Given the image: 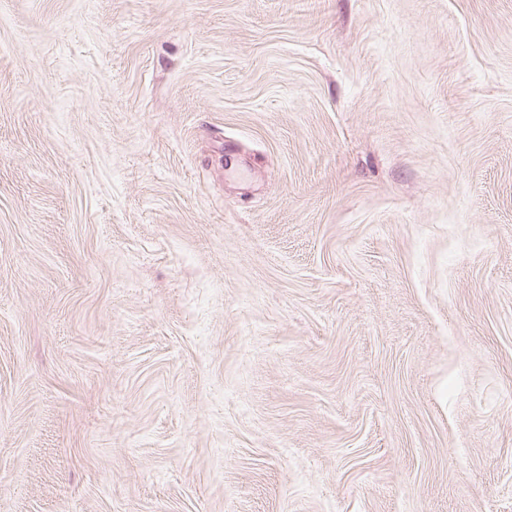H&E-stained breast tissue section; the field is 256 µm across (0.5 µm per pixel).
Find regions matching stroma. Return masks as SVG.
<instances>
[{"label":"stroma","instance_id":"35a3bbf8","mask_svg":"<svg viewBox=\"0 0 512 512\" xmlns=\"http://www.w3.org/2000/svg\"><path fill=\"white\" fill-rule=\"evenodd\" d=\"M0 512H512V0H0Z\"/></svg>","mask_w":512,"mask_h":512}]
</instances>
